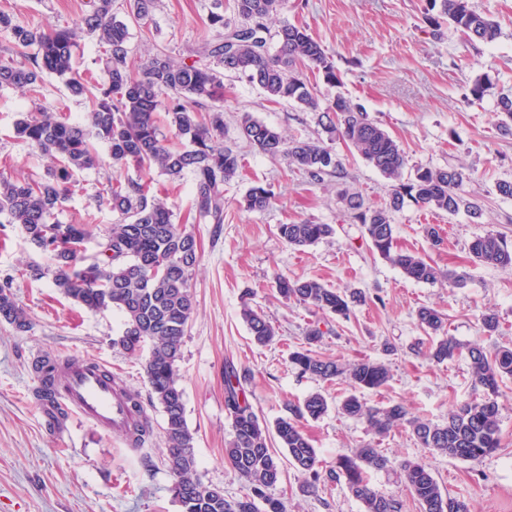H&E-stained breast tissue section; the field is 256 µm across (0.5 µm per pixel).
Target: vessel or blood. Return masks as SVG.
<instances>
[{
	"label": "vessel or blood",
	"instance_id": "vessel-or-blood-1",
	"mask_svg": "<svg viewBox=\"0 0 512 512\" xmlns=\"http://www.w3.org/2000/svg\"><path fill=\"white\" fill-rule=\"evenodd\" d=\"M51 390L53 403L104 433H124L132 427L124 390L112 368L90 358L63 362Z\"/></svg>",
	"mask_w": 512,
	"mask_h": 512
}]
</instances>
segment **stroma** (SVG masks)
Here are the masks:
<instances>
[{"label": "stroma", "mask_w": 512, "mask_h": 512, "mask_svg": "<svg viewBox=\"0 0 512 512\" xmlns=\"http://www.w3.org/2000/svg\"><path fill=\"white\" fill-rule=\"evenodd\" d=\"M476 10L499 22L500 37L489 44L465 43L452 26L433 35L425 20L428 0H287L281 19L307 26L339 71L342 83L319 84L321 104L344 95L362 104L405 152L409 167L461 168L468 176L466 197L476 199L480 217L466 211L450 215L414 203L394 213L399 248L419 254L440 270L467 276L461 287L447 281L426 284L407 278L372 248L363 224L354 219L346 197L359 195L364 206L383 204L392 183L342 140L328 147L340 173L310 182L286 157L270 158L238 136L243 114L281 131L290 139L320 136L319 113L304 112L290 102L268 101L257 86L243 79H224V139L243 156L237 178L224 187V222L200 220L193 208L191 174L171 179L160 170L143 174L126 169V177L144 178L152 195L186 224L201 248L202 259L190 287L195 309L182 339L176 363L184 393L185 417L194 435L197 475L204 484L235 499L247 483L224 458L233 437L232 419L224 407V372L245 374L246 397L267 424L287 416L289 405L302 404L311 393L326 396L329 409L321 418H302L327 479L318 495L300 492V473L286 468L274 487L288 512H363L344 483L330 479L336 461L359 446L380 448L389 469L371 472L376 488L399 499L402 512H420L398 468L401 459L427 463L444 494L463 498L470 512H512V379L500 399V448L471 463L421 447L408 427L375 435L365 420L342 414L338 406L350 392L347 383L300 375L289 363L290 351L305 344V334L319 328V355L342 362L370 358L390 369L387 384L362 390L371 405L404 403L417 417L443 422L458 402L473 398L469 365L459 357L435 363L416 345L425 340L416 314L432 307L445 316L450 336L491 349L512 346V269L472 262L470 241L488 231L512 243V197L496 191L512 181V135L498 127L496 100L512 88V0H472ZM86 0H0V11L33 28H61L79 20ZM114 9L129 32L130 57L142 63L165 53L176 62L206 63L200 47L213 39L211 11L236 22L232 0H158L147 23L130 16L124 0ZM491 87L482 98L470 88L478 77ZM61 114L71 123L85 122L88 103L73 96L63 81L46 77L37 94L0 89V174L14 179L43 176L40 158L14 138L13 124L32 107ZM99 166L84 170L55 213L64 223L88 225L85 254L97 256L98 243L118 214L98 205L112 182V162L104 142H96ZM256 183L269 187L274 199L263 211L241 205ZM329 224L330 237L307 247H293L280 236L279 225ZM434 225L441 245L425 234ZM49 256L17 224H0V278L13 275L12 293L28 313V331H17L0 319V512H181L170 488L173 477L163 456L165 417L150 401L144 365L149 349L131 354L113 341L123 328L119 311H88L55 288L45 269ZM316 279L333 288L362 291L365 303L341 319L294 300L281 298L274 276ZM264 312L277 335L266 346L255 345L240 316L242 303ZM494 311L500 329L484 335L480 318ZM60 358L89 356L112 366L123 388L144 401L152 433L144 448L129 451L119 434H103L77 418L59 423L37 402L32 365L42 354Z\"/></svg>", "instance_id": "1"}]
</instances>
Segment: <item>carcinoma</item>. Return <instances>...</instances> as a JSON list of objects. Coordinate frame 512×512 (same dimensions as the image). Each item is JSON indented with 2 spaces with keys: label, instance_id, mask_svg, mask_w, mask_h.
Instances as JSON below:
<instances>
[{
  "label": "carcinoma",
  "instance_id": "cac0c4a2",
  "mask_svg": "<svg viewBox=\"0 0 512 512\" xmlns=\"http://www.w3.org/2000/svg\"><path fill=\"white\" fill-rule=\"evenodd\" d=\"M285 0H233L241 24L231 25L221 12H211L209 23L216 38L203 42L209 64L177 63L164 54L152 55L141 71L129 65L128 31L113 11L114 0H90L89 9L71 27L39 29L21 26L13 16L0 12V30L11 32L16 45L35 47L25 61L0 55V88L38 91L44 77L64 81L70 93L90 103L87 124H72L52 112L36 108L21 114L13 126L14 137L48 159L45 174L35 180H14L0 175V214L8 223L19 224L29 239L46 251L51 260L53 283L66 297L97 312L118 310L124 317L122 335L114 344L136 353L150 345L144 366L152 398L165 415L163 453L174 475L171 492L181 512H287L285 502L269 493L283 474V461L305 476L301 491L318 494L321 486L319 460L309 437L298 425L307 416L319 419L328 410L326 397L310 394L291 416L276 421L274 429L259 420L243 395L242 377L232 367L225 372V406L232 418L233 437L224 454L248 483L247 492L228 499L218 487L204 484L196 474L194 436L184 415L183 391L178 384L176 362L186 327L194 310L189 281L201 260L196 237L173 220L167 204L149 196L147 183L129 179L111 184L101 204L120 217L99 243V258L85 263L84 243L90 235L87 224H64L55 219L61 200L70 192L76 173L99 163L93 141L107 144L112 166L158 168L173 179L188 172L194 184V207L199 217L213 224L224 223V184L232 181L242 167L241 155L224 145V109L213 107L211 115H199L204 101L224 99V75L234 74L259 87L273 102L288 101L306 112L323 111L322 130L353 147L362 158L386 178L396 181L388 200L363 210L351 199L354 218L364 225L373 249L415 281L436 283L442 272L422 257L397 247L392 216L411 201L421 207L454 214L465 209L481 216V206L466 197L461 187L463 170L454 166L418 167L404 178L408 159L396 141L367 112L349 98L338 94L320 108L316 86L303 75L309 69L323 83H341L340 73L322 45L304 25L283 21L272 30L268 20L278 15ZM438 14L427 17L438 33L445 24L453 26L470 42L491 43L501 34L498 23L477 12L471 0H429ZM130 14L147 20L156 0H129ZM85 36L97 38L103 49V75L93 86L76 75L74 50ZM501 131L512 133V90L497 97ZM165 126L174 135L161 132ZM240 138L253 149L269 156H286L311 179L339 171V163L323 140H289L279 130L249 115L241 119ZM272 190L251 186L245 208L263 211L272 202ZM281 237L291 246L306 247L333 234L330 224L302 222L279 225ZM473 262L495 267H512V245L498 232L488 231L468 245ZM13 278L0 282V318L19 331L30 327L26 311L11 292ZM275 288L285 299L309 304L317 310L342 318L361 300L356 291L329 288L316 279H290L278 275ZM241 317L252 341L270 344L276 328L266 316L243 303ZM421 329L429 337L427 356L437 363L463 356L469 361L471 384L479 396L464 400L438 424L411 415L401 402L386 406L369 405L357 395L341 403L343 414L362 418L371 430L385 434L408 425L419 444L441 455L477 462L500 448L499 403L501 385L512 378V348L487 350L463 344L445 336L443 314L430 307L417 312ZM318 328L307 331V347L289 355V362L302 375L321 381L343 380L352 389L376 390L390 378L387 366L373 360L343 365L319 356L310 346L320 341ZM57 364L44 360L37 366L44 389L50 395V381ZM137 415L133 432L145 444L150 436L149 421L141 400L128 394ZM279 447H274L271 436ZM287 451L281 458L278 448ZM390 460L370 445L336 462V477H344L348 492L359 500L364 512H400V502L381 494L371 483L369 471L385 470ZM410 493L421 512H469L465 500L447 496L423 462L399 463Z\"/></svg>",
  "mask_w": 512,
  "mask_h": 512
}]
</instances>
